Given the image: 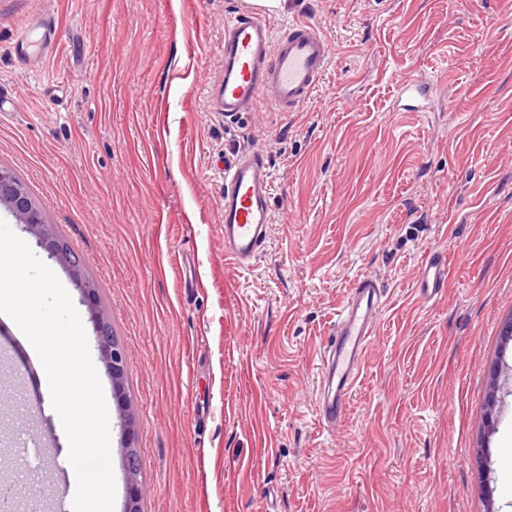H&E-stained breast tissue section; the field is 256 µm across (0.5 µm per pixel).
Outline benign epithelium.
<instances>
[{"label":"benign epithelium","mask_w":512,"mask_h":512,"mask_svg":"<svg viewBox=\"0 0 512 512\" xmlns=\"http://www.w3.org/2000/svg\"><path fill=\"white\" fill-rule=\"evenodd\" d=\"M0 207L8 209L18 223L24 225L26 231L36 238L37 244L48 253V256L63 266L82 298L88 303L100 360L104 363L114 391L121 399L120 413L123 417L122 438H124L123 469L127 486L124 512H140L141 488L138 477L141 471V458L137 449L133 448L131 438L134 421L129 398L125 392V350L113 339L111 321L100 310L97 289L84 276L80 259L56 238L52 226L45 223L39 207L24 188L14 180L12 174L2 168H0Z\"/></svg>","instance_id":"benign-epithelium-1"}]
</instances>
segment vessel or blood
<instances>
[{
  "label": "vessel or blood",
  "mask_w": 512,
  "mask_h": 512,
  "mask_svg": "<svg viewBox=\"0 0 512 512\" xmlns=\"http://www.w3.org/2000/svg\"><path fill=\"white\" fill-rule=\"evenodd\" d=\"M331 46L317 26L296 22L273 32L265 17L240 11L224 24L223 81L218 101L225 118L251 111L268 100L282 112H295L311 101L326 74ZM436 87L410 78L400 85L401 99H427ZM224 254L236 268H250L262 252L269 224L271 172L264 155L244 152L224 163ZM447 263L441 253L422 262L419 290L441 297ZM385 301L377 280H356L336 327L321 355L323 387L318 416L327 428L344 419L348 396L356 385L369 344L377 334Z\"/></svg>",
  "instance_id": "b4317fda"
}]
</instances>
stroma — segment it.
Here are the masks:
<instances>
[{
    "label": "stroma",
    "mask_w": 512,
    "mask_h": 512,
    "mask_svg": "<svg viewBox=\"0 0 512 512\" xmlns=\"http://www.w3.org/2000/svg\"><path fill=\"white\" fill-rule=\"evenodd\" d=\"M243 0H0V167L84 262L126 352L142 512H512V395L487 404L512 318V0H284L332 46L312 101L229 121L224 23ZM52 50L37 45L42 29ZM435 82L401 110L407 76ZM262 152L264 252L224 255L222 169ZM443 252V297L417 290ZM387 292L345 421L319 355L360 276ZM4 445L43 371L0 323ZM109 413L125 480L118 406Z\"/></svg>",
    "instance_id": "stroma-1"
}]
</instances>
